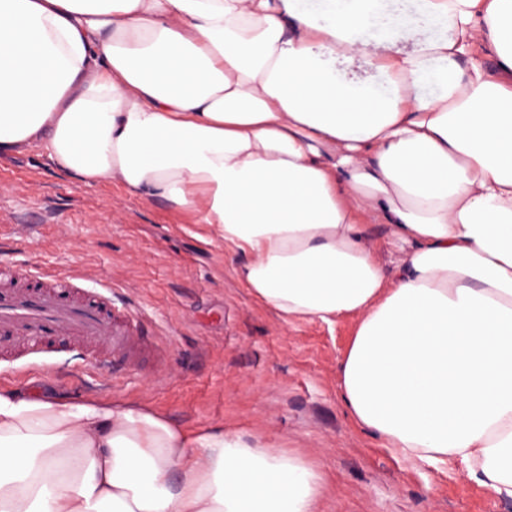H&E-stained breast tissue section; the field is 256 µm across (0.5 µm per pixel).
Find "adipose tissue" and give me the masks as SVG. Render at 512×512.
<instances>
[{
  "mask_svg": "<svg viewBox=\"0 0 512 512\" xmlns=\"http://www.w3.org/2000/svg\"><path fill=\"white\" fill-rule=\"evenodd\" d=\"M419 14L447 34L404 54L379 0H0V155L194 213L284 319L354 316L356 425L512 497V0ZM325 487L258 437L0 391V512H316ZM336 69L341 72L347 79L355 81H376L383 82V78L371 66L367 65L363 60L355 59L350 62L336 61ZM369 243L373 246L380 261L394 273V263L397 251L387 245L388 241V227L385 224H372L368 228Z\"/></svg>",
  "mask_w": 512,
  "mask_h": 512,
  "instance_id": "ef3b65f1",
  "label": "adipose tissue"
}]
</instances>
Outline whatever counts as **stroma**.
Instances as JSON below:
<instances>
[{
	"label": "stroma",
	"instance_id": "obj_1",
	"mask_svg": "<svg viewBox=\"0 0 512 512\" xmlns=\"http://www.w3.org/2000/svg\"><path fill=\"white\" fill-rule=\"evenodd\" d=\"M0 255L110 283L113 299L141 312L166 349L164 364L147 354L135 370L112 373L94 368L92 353L75 358L62 336L35 355L0 353V389L121 398L189 430L220 425L260 437L324 471L317 512H512V498L492 497L466 462L410 463L362 432L339 392L354 317L283 319L239 279L243 256L166 201L84 184L37 147L4 155ZM42 361L64 370L16 376Z\"/></svg>",
	"mask_w": 512,
	"mask_h": 512
}]
</instances>
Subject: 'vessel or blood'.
<instances>
[{
  "mask_svg": "<svg viewBox=\"0 0 512 512\" xmlns=\"http://www.w3.org/2000/svg\"><path fill=\"white\" fill-rule=\"evenodd\" d=\"M46 273L0 263V345L16 340L37 344L55 336H69L90 346L99 367H133L146 347L145 319L134 308L112 301L106 283L87 288L81 275L56 278Z\"/></svg>",
  "mask_w": 512,
  "mask_h": 512,
  "instance_id": "obj_1",
  "label": "vessel or blood"
}]
</instances>
